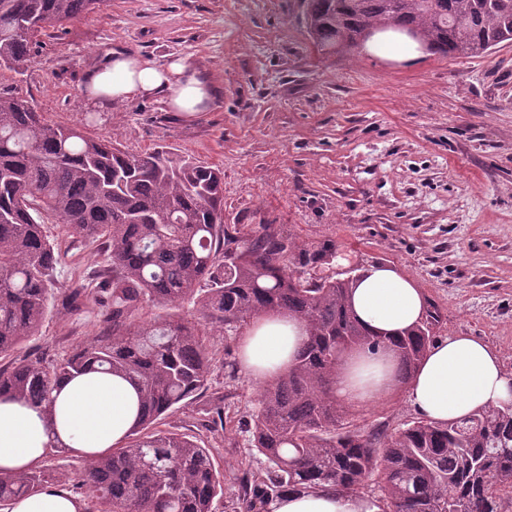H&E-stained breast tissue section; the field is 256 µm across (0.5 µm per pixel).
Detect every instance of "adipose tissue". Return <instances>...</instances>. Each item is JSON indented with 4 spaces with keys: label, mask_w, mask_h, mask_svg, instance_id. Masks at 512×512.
Segmentation results:
<instances>
[{
    "label": "adipose tissue",
    "mask_w": 512,
    "mask_h": 512,
    "mask_svg": "<svg viewBox=\"0 0 512 512\" xmlns=\"http://www.w3.org/2000/svg\"><path fill=\"white\" fill-rule=\"evenodd\" d=\"M84 87L99 107L155 98L170 111L188 114L208 109L219 97L210 75L183 60L159 62L123 51L89 67ZM350 305L364 327L388 337L415 324L425 310L420 289L390 265H376L360 275ZM305 339L304 326L287 314L258 317L239 339L240 363L253 380L276 378L291 366ZM396 369L393 352H349L336 377V397L366 404L386 396L397 383ZM406 390L422 417L442 423L512 400V375L486 343L459 334L427 351ZM52 396L50 421L23 401L0 398V477L33 468L52 446L87 458L99 455L122 444L138 419L137 388L118 375L91 370L64 380ZM9 512H83V504L68 491L47 486L13 501ZM264 512H378V507L364 498L290 490L269 498Z\"/></svg>",
    "instance_id": "ef3b65f1"
}]
</instances>
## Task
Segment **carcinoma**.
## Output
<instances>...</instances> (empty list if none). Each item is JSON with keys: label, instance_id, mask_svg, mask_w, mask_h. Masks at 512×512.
Returning a JSON list of instances; mask_svg holds the SVG:
<instances>
[{"label": "carcinoma", "instance_id": "cac0c4a2", "mask_svg": "<svg viewBox=\"0 0 512 512\" xmlns=\"http://www.w3.org/2000/svg\"><path fill=\"white\" fill-rule=\"evenodd\" d=\"M105 0H0V69L17 74L48 26L66 29ZM309 38L324 58L350 52L362 32L412 28L427 52L483 56L512 43V0H306ZM104 243L106 298L84 289L65 305L99 307L104 334L60 359L0 366V395L53 416L61 381L100 369L133 382L138 421L124 444L90 461L78 487L89 512H213L224 470L189 436L157 428L209 389L216 352L208 329L235 336L261 314L286 312L307 341L288 372L266 382L251 413L263 468L236 476L231 512H263L286 490H330L376 501L380 512H512V403L461 420L412 418L364 429L336 401V369L354 349L398 357L410 380L442 323L435 306L395 337L365 329L348 297L354 281L301 275L328 250L299 247L272 225H224V172L153 150L132 154L105 137L48 122L22 97L0 94V358L35 335L54 299L61 255L43 225ZM193 306L192 318L174 309ZM203 427L223 438L241 420L211 393ZM48 482L34 468L0 477V508Z\"/></svg>", "mask_w": 512, "mask_h": 512}]
</instances>
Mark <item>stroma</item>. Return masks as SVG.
<instances>
[{
  "mask_svg": "<svg viewBox=\"0 0 512 512\" xmlns=\"http://www.w3.org/2000/svg\"><path fill=\"white\" fill-rule=\"evenodd\" d=\"M304 11V0H106L66 33L40 36L23 73L0 69V94L128 152L221 169L225 225H274L298 244L330 246L342 268L394 266L441 311L438 338L476 336L512 372V44L475 58L325 59ZM113 49L185 59L220 97L191 116L152 99L98 110L84 73ZM44 231L63 253L59 291L99 289L98 243L57 224ZM103 330L98 309L59 302L15 355L58 359ZM210 386L230 392L241 415L256 407L257 382L223 362ZM353 411L360 425L416 415L403 389ZM214 455L228 486L265 464L238 428Z\"/></svg>",
  "mask_w": 512,
  "mask_h": 512,
  "instance_id": "stroma-1",
  "label": "stroma"
}]
</instances>
